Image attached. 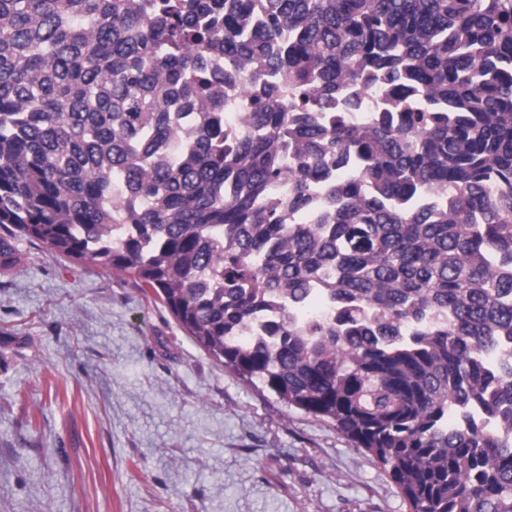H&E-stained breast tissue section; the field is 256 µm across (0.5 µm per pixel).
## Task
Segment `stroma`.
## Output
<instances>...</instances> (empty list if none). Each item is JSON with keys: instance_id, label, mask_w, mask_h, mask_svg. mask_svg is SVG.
Here are the masks:
<instances>
[{"instance_id": "35a3bbf8", "label": "stroma", "mask_w": 512, "mask_h": 512, "mask_svg": "<svg viewBox=\"0 0 512 512\" xmlns=\"http://www.w3.org/2000/svg\"><path fill=\"white\" fill-rule=\"evenodd\" d=\"M0 270V512H410L325 420L217 364L118 272Z\"/></svg>"}]
</instances>
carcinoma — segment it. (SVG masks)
<instances>
[{
  "label": "carcinoma",
  "instance_id": "cac0c4a2",
  "mask_svg": "<svg viewBox=\"0 0 512 512\" xmlns=\"http://www.w3.org/2000/svg\"><path fill=\"white\" fill-rule=\"evenodd\" d=\"M0 230L150 290L411 512H512V0H0Z\"/></svg>",
  "mask_w": 512,
  "mask_h": 512
}]
</instances>
